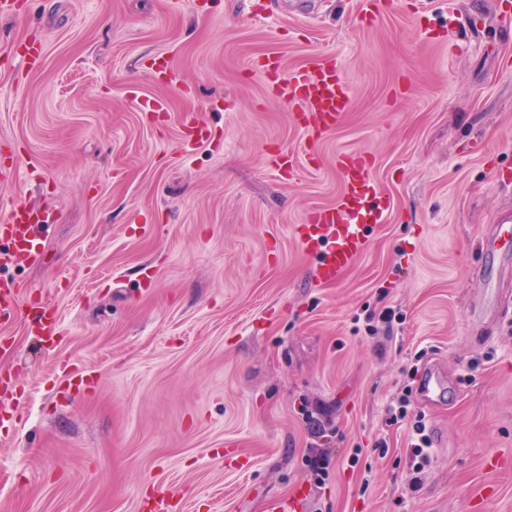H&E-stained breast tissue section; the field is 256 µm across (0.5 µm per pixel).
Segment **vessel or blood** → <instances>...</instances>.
<instances>
[{
    "instance_id": "b4317fda",
    "label": "vessel or blood",
    "mask_w": 512,
    "mask_h": 512,
    "mask_svg": "<svg viewBox=\"0 0 512 512\" xmlns=\"http://www.w3.org/2000/svg\"><path fill=\"white\" fill-rule=\"evenodd\" d=\"M259 73L279 97L288 99L297 123L315 142L343 120L352 104V92L336 54H321L303 68L285 71L279 58L270 56ZM336 167L343 182L336 203L308 212L296 228L299 242L315 256L314 277L336 281L365 251L369 232L384 223L390 202L377 185L371 160L359 152L340 154ZM53 218L49 212L24 204L14 206L0 222V272L17 265L35 266L43 261L42 240ZM17 308L13 283L0 276V325L10 323ZM57 319L43 306L32 307L26 329L46 344H54Z\"/></svg>"
}]
</instances>
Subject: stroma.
<instances>
[{"label": "stroma", "instance_id": "stroma-1", "mask_svg": "<svg viewBox=\"0 0 512 512\" xmlns=\"http://www.w3.org/2000/svg\"><path fill=\"white\" fill-rule=\"evenodd\" d=\"M359 2L38 0L0 17V219L54 217L42 264L4 275L59 325L51 349L24 313L0 328L18 390L0 512H142L165 488L169 512H265L300 487L306 512H512V265L481 249L512 231V21L495 0H403L366 28ZM332 51L353 103L312 146L252 66ZM152 98L166 112L140 111ZM189 114L206 136L186 151ZM281 147L295 178L269 163ZM344 151L372 159L392 210L323 285L296 226L336 201ZM386 307L391 336H369ZM421 350L450 389L413 399L433 439L414 488L386 409Z\"/></svg>", "mask_w": 512, "mask_h": 512}]
</instances>
